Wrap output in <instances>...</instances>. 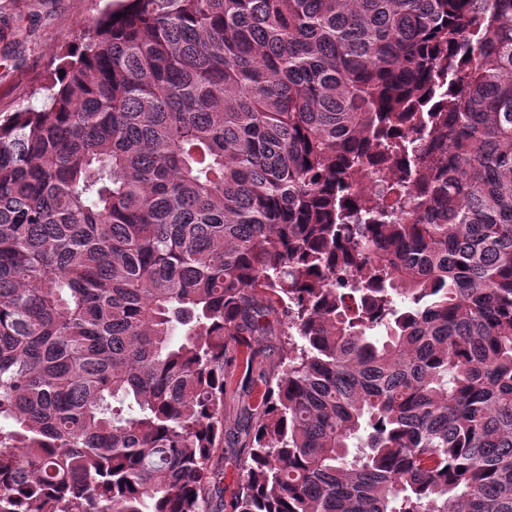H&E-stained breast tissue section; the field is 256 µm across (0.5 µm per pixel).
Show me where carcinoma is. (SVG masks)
Wrapping results in <instances>:
<instances>
[{
	"label": "carcinoma",
	"mask_w": 512,
	"mask_h": 512,
	"mask_svg": "<svg viewBox=\"0 0 512 512\" xmlns=\"http://www.w3.org/2000/svg\"><path fill=\"white\" fill-rule=\"evenodd\" d=\"M271 316L233 512H512V0H114L0 119V512H209ZM280 336H268L259 344L252 336H240L234 348L235 361L224 373V447L214 454V463L223 472L224 492L210 497V512H231L230 502L240 488V461L247 448H242L245 436L240 430L246 413L244 405H250L252 413L260 410L265 398L266 385L263 376L279 357ZM261 355L255 356L258 347Z\"/></svg>",
	"instance_id": "cac0c4a2"
}]
</instances>
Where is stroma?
Wrapping results in <instances>:
<instances>
[{"label":"stroma","instance_id":"obj_1","mask_svg":"<svg viewBox=\"0 0 512 512\" xmlns=\"http://www.w3.org/2000/svg\"><path fill=\"white\" fill-rule=\"evenodd\" d=\"M108 0H0V113L36 104V91L59 54L75 45L82 26L92 23ZM235 359L224 373V446L214 454L223 472L222 493L209 512H230L240 488V461L246 450L240 429L246 410H260L263 376L279 357V339L240 337Z\"/></svg>","mask_w":512,"mask_h":512}]
</instances>
